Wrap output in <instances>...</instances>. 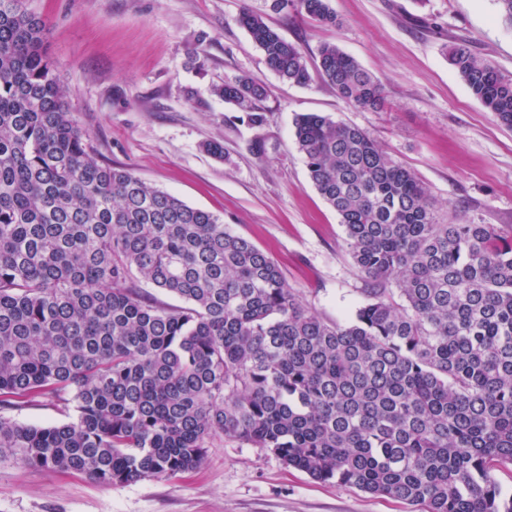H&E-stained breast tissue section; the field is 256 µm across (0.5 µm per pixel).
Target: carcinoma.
Instances as JSON below:
<instances>
[{"instance_id": "1", "label": "carcinoma", "mask_w": 512, "mask_h": 512, "mask_svg": "<svg viewBox=\"0 0 512 512\" xmlns=\"http://www.w3.org/2000/svg\"><path fill=\"white\" fill-rule=\"evenodd\" d=\"M334 24L331 0H274ZM240 25L281 79L305 54L265 19ZM26 0H0V407L62 399L39 426L0 416V453L100 485L176 477L222 436L321 482L425 512H512V227L442 222L420 178L362 129L294 118L363 287L344 321L303 303L279 265L217 215L91 153ZM448 60L512 127V77L469 45ZM317 69L346 103L379 81L331 43ZM214 94L245 112L249 77ZM150 284L183 302L141 295Z\"/></svg>"}]
</instances>
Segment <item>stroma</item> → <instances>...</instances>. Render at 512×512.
Segmentation results:
<instances>
[{
	"instance_id": "1",
	"label": "stroma",
	"mask_w": 512,
	"mask_h": 512,
	"mask_svg": "<svg viewBox=\"0 0 512 512\" xmlns=\"http://www.w3.org/2000/svg\"><path fill=\"white\" fill-rule=\"evenodd\" d=\"M321 25L273 0H28L47 22V47L66 101L100 159L224 220L280 265L325 318H348L361 278L339 216L309 179L296 114L316 112L366 131L425 184L441 217L512 225V128L472 96L445 48L464 40L512 75V31L494 0H331ZM261 15L308 61L336 44L381 83L372 111L320 76L282 81L239 24ZM262 84L260 122L214 96L213 85ZM223 146V158L207 152ZM0 512H420L357 489L316 482L276 456L221 437L201 466L177 477L104 487L0 457Z\"/></svg>"
}]
</instances>
